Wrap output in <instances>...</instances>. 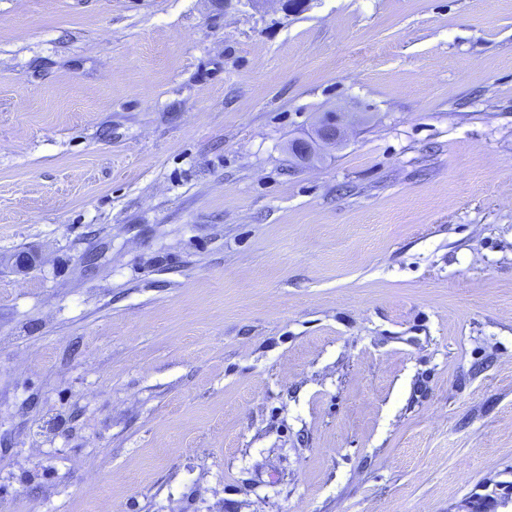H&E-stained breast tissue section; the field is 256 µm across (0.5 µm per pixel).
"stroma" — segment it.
Masks as SVG:
<instances>
[{
    "instance_id": "stroma-1",
    "label": "stroma",
    "mask_w": 512,
    "mask_h": 512,
    "mask_svg": "<svg viewBox=\"0 0 512 512\" xmlns=\"http://www.w3.org/2000/svg\"><path fill=\"white\" fill-rule=\"evenodd\" d=\"M480 503L512 0H0V512ZM331 113L327 115L328 122L321 121L318 123L315 130V139L325 144L335 145L336 142H342L345 137V124L342 113Z\"/></svg>"
}]
</instances>
